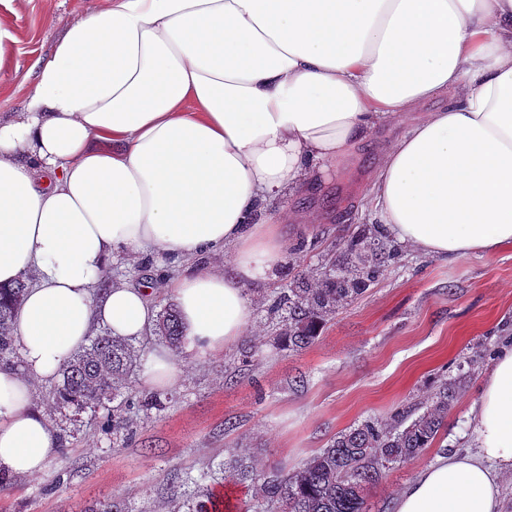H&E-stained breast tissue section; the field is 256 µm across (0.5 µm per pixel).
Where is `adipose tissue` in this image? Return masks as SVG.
<instances>
[{
    "instance_id": "adipose-tissue-1",
    "label": "adipose tissue",
    "mask_w": 512,
    "mask_h": 512,
    "mask_svg": "<svg viewBox=\"0 0 512 512\" xmlns=\"http://www.w3.org/2000/svg\"><path fill=\"white\" fill-rule=\"evenodd\" d=\"M64 28L24 112L0 121V284L35 277L15 313L21 365L0 367V470L57 456L34 384L93 326L150 331L151 288L100 286L115 259L226 254L169 283L187 351H223L288 252L269 204L318 192L381 124L413 119L371 173L383 235L445 259L512 245V0H110ZM181 373L158 349L142 386ZM474 431L476 452L439 456L395 512H500L512 349Z\"/></svg>"
}]
</instances>
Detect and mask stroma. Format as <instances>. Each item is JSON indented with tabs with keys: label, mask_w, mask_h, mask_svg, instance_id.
Instances as JSON below:
<instances>
[{
	"label": "stroma",
	"mask_w": 512,
	"mask_h": 512,
	"mask_svg": "<svg viewBox=\"0 0 512 512\" xmlns=\"http://www.w3.org/2000/svg\"><path fill=\"white\" fill-rule=\"evenodd\" d=\"M108 0H0V23L11 32L0 58V119L23 111L36 60L63 38V20ZM406 124L382 125L358 146L318 195H286L272 210H316L302 225L293 268L320 270L370 210L369 174ZM287 265L260 286L250 326L219 354H187L183 375L161 391L162 408L133 413L130 432H106L103 402L82 411L53 407V382L38 384L36 404L63 440L37 476L0 472V512H90L118 500L128 512H171L218 477L231 449H255L265 464L295 470L340 431L417 407L444 379H458L447 426L422 456L385 471L367 494L369 512H394V501L418 473L449 451L476 446L473 416L497 352L512 343V246L492 254L443 261L403 249L378 281L330 319L316 342L290 351L267 335V308L287 283ZM258 353L240 363L249 345ZM191 483L175 485L174 471ZM212 485V484H211Z\"/></svg>",
	"instance_id": "stroma-1"
}]
</instances>
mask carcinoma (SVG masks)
<instances>
[{
  "label": "carcinoma",
  "instance_id": "carcinoma-1",
  "mask_svg": "<svg viewBox=\"0 0 512 512\" xmlns=\"http://www.w3.org/2000/svg\"><path fill=\"white\" fill-rule=\"evenodd\" d=\"M398 256V247L376 225H358L344 251L330 256L321 272L294 275L277 293L268 308L276 340L293 351L312 345L336 311L365 293ZM27 288L25 279L0 287L1 361L15 353L13 315ZM156 331L171 348L181 347L184 335L174 308L163 310ZM136 368L137 355L128 340L97 336L63 366L62 383L53 392L55 408L82 409L114 398L129 388ZM455 398L456 383L444 381L432 391L424 410L354 425L292 472L267 468L248 448L237 449L226 467L252 489L245 512H367V489L384 470L432 447ZM187 506V512H220V503L211 498L197 496Z\"/></svg>",
  "mask_w": 512,
  "mask_h": 512
}]
</instances>
